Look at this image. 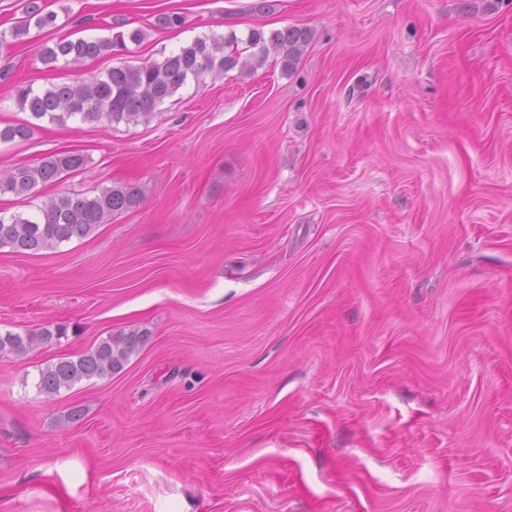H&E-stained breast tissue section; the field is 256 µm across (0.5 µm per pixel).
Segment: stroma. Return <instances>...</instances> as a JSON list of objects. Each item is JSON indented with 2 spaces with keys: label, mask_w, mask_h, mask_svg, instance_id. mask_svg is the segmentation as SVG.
<instances>
[{
  "label": "stroma",
  "mask_w": 512,
  "mask_h": 512,
  "mask_svg": "<svg viewBox=\"0 0 512 512\" xmlns=\"http://www.w3.org/2000/svg\"><path fill=\"white\" fill-rule=\"evenodd\" d=\"M47 2L55 26L0 46V129L33 128L0 174L88 162L0 214L143 197L57 248L0 247V335L65 328L0 353V512H512V0ZM118 21L145 39L43 63ZM290 25L312 34L294 70L204 74L147 121L17 104ZM132 330L119 373L38 389Z\"/></svg>",
  "instance_id": "stroma-1"
}]
</instances>
